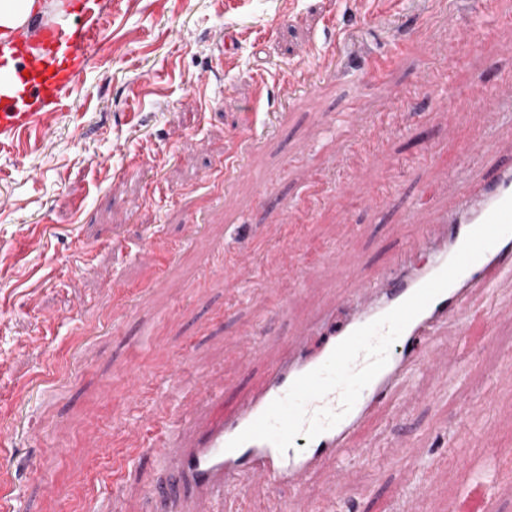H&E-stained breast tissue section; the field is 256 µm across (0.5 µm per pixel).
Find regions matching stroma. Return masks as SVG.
Returning a JSON list of instances; mask_svg holds the SVG:
<instances>
[{"label":"stroma","mask_w":512,"mask_h":512,"mask_svg":"<svg viewBox=\"0 0 512 512\" xmlns=\"http://www.w3.org/2000/svg\"><path fill=\"white\" fill-rule=\"evenodd\" d=\"M504 2L485 30L477 0H94L98 51L59 112L45 129L0 141V430L17 433L0 469L21 484V512H165L143 494L161 472L136 460L150 436L126 429L132 380L150 387L159 418L219 380L234 408L278 355L270 347L237 378L240 337L261 324L285 333L326 297V249L360 279L402 250V218L362 204L370 184L435 187L450 203L445 175L480 134L473 95L512 83ZM372 58L389 67L368 91ZM420 71L428 86L405 96ZM448 74L462 88L451 113L436 105ZM351 107L355 123L333 125ZM250 125L271 131L245 155L247 174L227 178ZM362 134L381 139L384 159L351 179ZM284 204L298 223H278ZM289 243L309 264L304 287L285 276L260 287ZM220 247L248 258L202 276ZM283 297L288 320L277 323ZM493 332L491 344L474 333L446 366L412 375L366 419L351 442L376 458L338 492L312 480L302 491L312 512H481L485 502L512 512V382L500 379L512 368V318ZM486 396L483 417L462 415ZM105 435L108 450L92 455ZM493 445L505 453L488 475Z\"/></svg>","instance_id":"obj_1"}]
</instances>
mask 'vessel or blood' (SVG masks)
Here are the masks:
<instances>
[{"instance_id":"b4317fda","label":"vessel or blood","mask_w":512,"mask_h":512,"mask_svg":"<svg viewBox=\"0 0 512 512\" xmlns=\"http://www.w3.org/2000/svg\"><path fill=\"white\" fill-rule=\"evenodd\" d=\"M87 10V5H80L68 26L44 28L35 48L22 42L8 43V50L23 58L26 77L23 90L0 104V136L18 137L46 124L56 112L97 49L89 33ZM472 112L489 132L463 147L458 166L448 174L454 206L438 207L436 194L428 187L404 199L370 186L369 203L406 215L415 236L413 251L396 254L390 269L373 283L351 282L343 267L327 259L323 268L326 278L348 286V317L337 320L334 309L326 305L295 326L292 335L278 337L281 357L269 367L265 383L236 409L224 411L223 386L207 384L195 407L176 408L160 423L146 415L145 392L141 384H134L128 398L133 411L128 429L151 430L148 450L168 473L164 484L146 485L148 496L174 503L176 512H222L225 502L244 499L247 488L262 483L281 491L278 512H309L298 491L318 470L345 457L360 461L375 456V449L351 447V431L389 399L401 377L441 361L438 346L425 341L436 327L455 322L453 341L456 346H467L471 330L468 297L495 287L504 272H512V236L487 251L406 327L391 346L387 365L335 427L311 441L296 437L294 446L285 452L261 440L246 442L233 451L226 445L283 396L297 377L322 365L350 333L393 309L436 275L467 233L512 195V153H505L497 134L506 113L512 112V86L489 87ZM483 159L496 160V167L486 175H473V167Z\"/></svg>"}]
</instances>
